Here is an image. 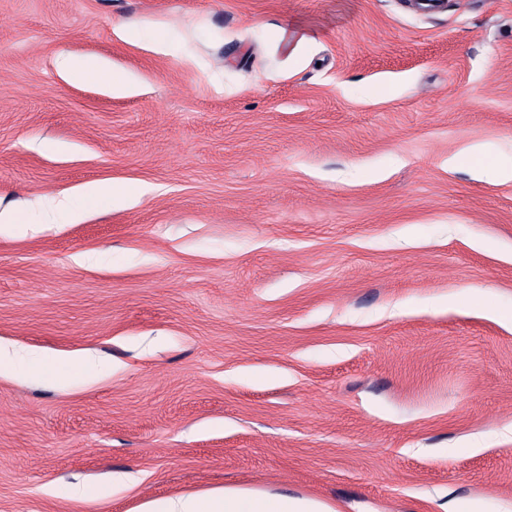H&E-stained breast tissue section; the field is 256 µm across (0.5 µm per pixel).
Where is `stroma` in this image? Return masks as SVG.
Instances as JSON below:
<instances>
[{"mask_svg": "<svg viewBox=\"0 0 512 512\" xmlns=\"http://www.w3.org/2000/svg\"><path fill=\"white\" fill-rule=\"evenodd\" d=\"M414 2L0 0V341L97 363L0 376V512H512V0ZM59 71L69 77L97 79L112 92V95H125L134 89V82L128 75L112 70L105 62L91 63L80 58L67 57L60 61ZM26 361L32 374L37 376L49 375L59 385L69 384L77 377L82 376L84 372L93 368V365L87 360L82 363H77L68 358L47 361L36 352L29 353ZM315 499L222 487L143 502L135 512H335ZM337 512V511H336Z\"/></svg>", "mask_w": 512, "mask_h": 512, "instance_id": "obj_1", "label": "stroma"}]
</instances>
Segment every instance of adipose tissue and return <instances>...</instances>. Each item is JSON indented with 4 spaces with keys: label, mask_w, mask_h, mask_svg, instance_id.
Returning a JSON list of instances; mask_svg holds the SVG:
<instances>
[{
    "label": "adipose tissue",
    "mask_w": 512,
    "mask_h": 512,
    "mask_svg": "<svg viewBox=\"0 0 512 512\" xmlns=\"http://www.w3.org/2000/svg\"><path fill=\"white\" fill-rule=\"evenodd\" d=\"M59 71L69 77H91L101 81L115 95L132 92L133 80L112 70L103 62L67 57ZM137 512H335L334 508L315 499L285 494L222 487L193 494H178L143 502Z\"/></svg>",
    "instance_id": "1"
}]
</instances>
